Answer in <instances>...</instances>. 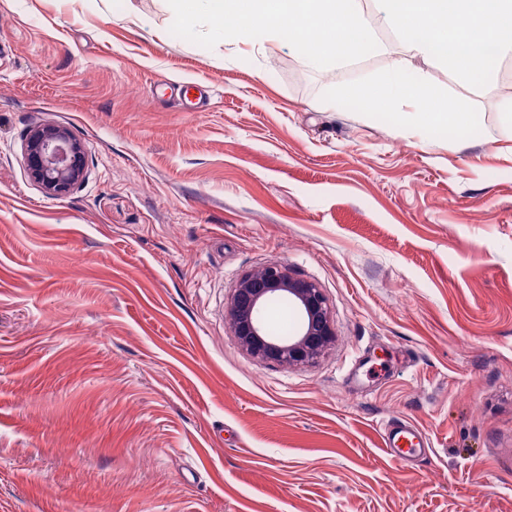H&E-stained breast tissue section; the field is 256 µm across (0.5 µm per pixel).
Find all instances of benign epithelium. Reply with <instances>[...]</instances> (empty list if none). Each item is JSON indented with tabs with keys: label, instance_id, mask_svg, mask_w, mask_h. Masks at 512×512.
Here are the masks:
<instances>
[{
	"label": "benign epithelium",
	"instance_id": "7a95c632",
	"mask_svg": "<svg viewBox=\"0 0 512 512\" xmlns=\"http://www.w3.org/2000/svg\"><path fill=\"white\" fill-rule=\"evenodd\" d=\"M24 159L31 179L51 198L67 196L86 178L83 145L62 126L32 129L24 144ZM271 296L297 310L300 323L294 335L267 333L264 312ZM228 318L233 336L247 352L285 367L314 363L335 339L322 290L312 282L292 277L287 267L276 264L240 278L230 300Z\"/></svg>",
	"mask_w": 512,
	"mask_h": 512
}]
</instances>
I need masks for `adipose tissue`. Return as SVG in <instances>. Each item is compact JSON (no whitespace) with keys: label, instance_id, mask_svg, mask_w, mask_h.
Returning <instances> with one entry per match:
<instances>
[{"label":"adipose tissue","instance_id":"ef3b65f1","mask_svg":"<svg viewBox=\"0 0 512 512\" xmlns=\"http://www.w3.org/2000/svg\"><path fill=\"white\" fill-rule=\"evenodd\" d=\"M351 100L359 101L364 111L390 113L398 124L432 134L461 131L477 124L476 113L465 105L449 107L447 91L436 86L427 73L409 70L398 60L368 83L336 84L333 103Z\"/></svg>","mask_w":512,"mask_h":512}]
</instances>
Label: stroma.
Masks as SVG:
<instances>
[{"mask_svg": "<svg viewBox=\"0 0 512 512\" xmlns=\"http://www.w3.org/2000/svg\"><path fill=\"white\" fill-rule=\"evenodd\" d=\"M167 0H0V512H512V59L470 92L390 30L316 70L171 34ZM477 128L329 103L392 61ZM82 185L47 197L28 131ZM322 289L312 364L250 356L238 280ZM431 441L403 463L382 426ZM24 159L31 179L51 198L67 196L86 178L83 145L62 126L32 129L24 144Z\"/></svg>", "mask_w": 512, "mask_h": 512, "instance_id": "obj_1", "label": "stroma"}]
</instances>
